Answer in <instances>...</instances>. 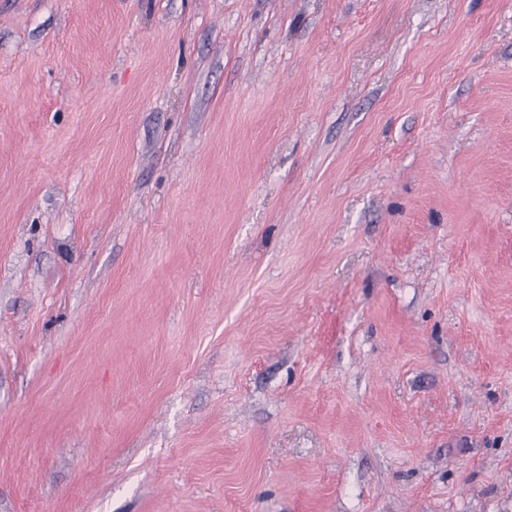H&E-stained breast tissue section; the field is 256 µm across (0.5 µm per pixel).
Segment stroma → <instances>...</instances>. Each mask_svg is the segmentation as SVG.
Segmentation results:
<instances>
[{
    "instance_id": "1",
    "label": "stroma",
    "mask_w": 512,
    "mask_h": 512,
    "mask_svg": "<svg viewBox=\"0 0 512 512\" xmlns=\"http://www.w3.org/2000/svg\"><path fill=\"white\" fill-rule=\"evenodd\" d=\"M0 512H512V0H0Z\"/></svg>"
}]
</instances>
